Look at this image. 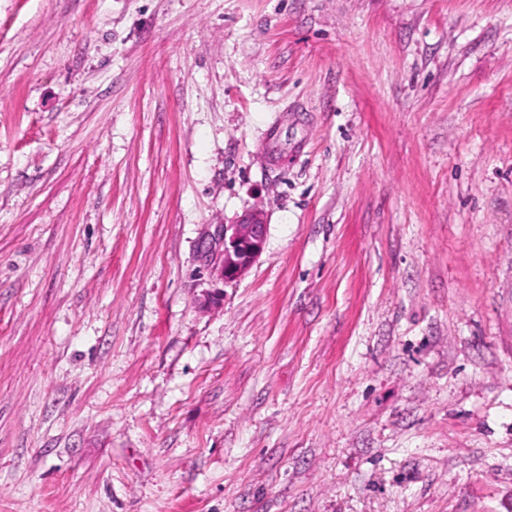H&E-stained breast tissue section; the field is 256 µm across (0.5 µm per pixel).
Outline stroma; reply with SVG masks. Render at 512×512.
Here are the masks:
<instances>
[{"mask_svg":"<svg viewBox=\"0 0 512 512\" xmlns=\"http://www.w3.org/2000/svg\"><path fill=\"white\" fill-rule=\"evenodd\" d=\"M0 512H512V0H0ZM266 235L262 214L252 211L239 224L224 225L219 236L224 244L221 273L225 282L240 278L261 255Z\"/></svg>","mask_w":512,"mask_h":512,"instance_id":"35a3bbf8","label":"stroma"}]
</instances>
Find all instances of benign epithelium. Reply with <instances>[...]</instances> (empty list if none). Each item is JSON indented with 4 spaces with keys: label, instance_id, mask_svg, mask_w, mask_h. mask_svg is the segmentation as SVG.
<instances>
[{
    "label": "benign epithelium",
    "instance_id": "7a95c632",
    "mask_svg": "<svg viewBox=\"0 0 512 512\" xmlns=\"http://www.w3.org/2000/svg\"><path fill=\"white\" fill-rule=\"evenodd\" d=\"M266 235L262 214L252 211L238 224L224 226L219 236L224 244L221 273L226 282L240 278L261 255Z\"/></svg>",
    "mask_w": 512,
    "mask_h": 512
}]
</instances>
